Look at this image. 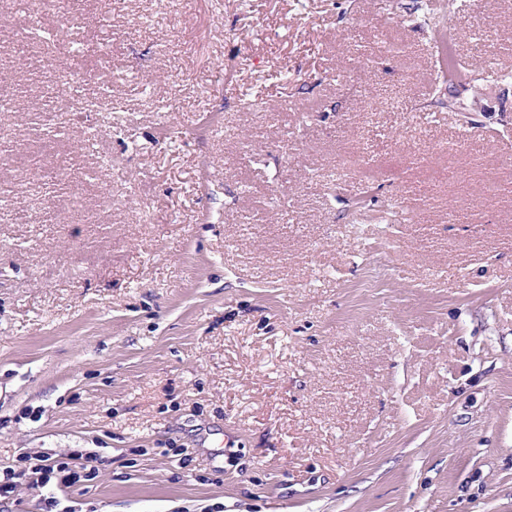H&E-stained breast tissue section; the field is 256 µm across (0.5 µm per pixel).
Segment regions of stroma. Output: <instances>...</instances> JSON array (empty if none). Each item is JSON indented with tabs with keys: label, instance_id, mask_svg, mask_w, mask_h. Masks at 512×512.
<instances>
[{
	"label": "stroma",
	"instance_id": "stroma-1",
	"mask_svg": "<svg viewBox=\"0 0 512 512\" xmlns=\"http://www.w3.org/2000/svg\"><path fill=\"white\" fill-rule=\"evenodd\" d=\"M69 10L47 47L0 0V466L98 454L73 512H512V0ZM53 68L107 109L44 111Z\"/></svg>",
	"mask_w": 512,
	"mask_h": 512
}]
</instances>
